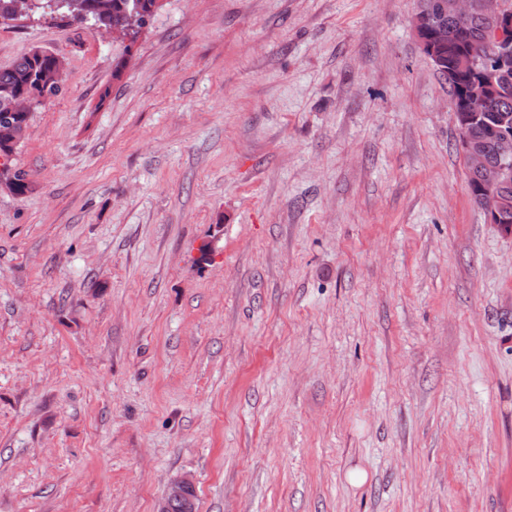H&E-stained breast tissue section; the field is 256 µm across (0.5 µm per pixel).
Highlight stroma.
<instances>
[{
    "mask_svg": "<svg viewBox=\"0 0 512 512\" xmlns=\"http://www.w3.org/2000/svg\"><path fill=\"white\" fill-rule=\"evenodd\" d=\"M417 6L0 23L66 63L0 191V512H512V234ZM411 24L423 50L428 51L427 56L437 68L440 65L441 59L438 58L436 50L447 45L444 33L438 29L435 32H432L428 38H425L424 35L426 33V27L429 24V19L428 17L420 16L418 13L413 14ZM195 489L194 480L189 476H182L173 480L168 488L166 495L159 501L156 512H170V501L168 495L172 497H182L186 493Z\"/></svg>",
    "mask_w": 512,
    "mask_h": 512,
    "instance_id": "35a3bbf8",
    "label": "stroma"
}]
</instances>
